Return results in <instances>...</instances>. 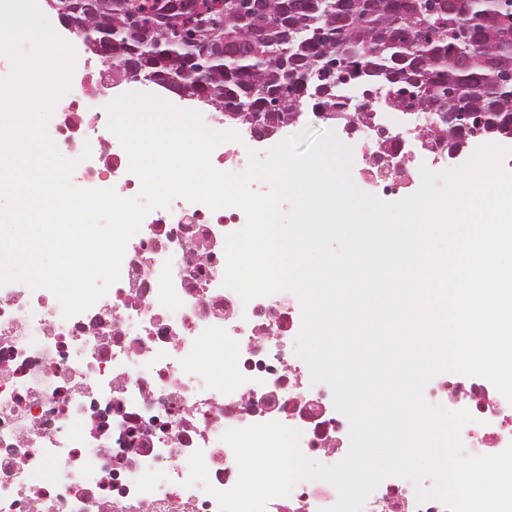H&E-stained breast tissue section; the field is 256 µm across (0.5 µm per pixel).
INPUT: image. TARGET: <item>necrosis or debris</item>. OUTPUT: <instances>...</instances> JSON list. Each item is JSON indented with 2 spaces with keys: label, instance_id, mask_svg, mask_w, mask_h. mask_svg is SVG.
<instances>
[{
  "label": "necrosis or debris",
  "instance_id": "necrosis-or-debris-1",
  "mask_svg": "<svg viewBox=\"0 0 512 512\" xmlns=\"http://www.w3.org/2000/svg\"><path fill=\"white\" fill-rule=\"evenodd\" d=\"M103 74L73 76L54 107V144L73 159L97 154L84 181L132 198L141 182L121 144L106 140L113 96ZM245 223L240 208L181 197L150 211L119 280L69 318L48 289L0 288V512H219L213 490L239 476L226 430L276 420L299 429L302 454L311 452L323 393L283 348L302 327L294 295L245 303L223 285L225 237ZM211 336L234 349L222 381L204 367ZM460 438L474 456L512 444L496 393ZM198 450L206 488L187 483ZM395 490L373 497L372 512H448L440 500L418 501L410 481ZM337 500L328 482L304 480L265 512H327Z\"/></svg>",
  "mask_w": 512,
  "mask_h": 512
}]
</instances>
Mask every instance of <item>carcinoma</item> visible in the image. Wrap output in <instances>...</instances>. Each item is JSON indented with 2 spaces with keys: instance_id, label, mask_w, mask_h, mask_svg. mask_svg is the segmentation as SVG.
Masks as SVG:
<instances>
[{
  "instance_id": "1",
  "label": "carcinoma",
  "mask_w": 512,
  "mask_h": 512,
  "mask_svg": "<svg viewBox=\"0 0 512 512\" xmlns=\"http://www.w3.org/2000/svg\"><path fill=\"white\" fill-rule=\"evenodd\" d=\"M112 0V14L75 16L112 43V77L136 61L208 96L224 120L250 113L272 124L302 111H336L343 73L361 77L395 109L428 111L429 142L466 151L482 136L512 133V0Z\"/></svg>"
}]
</instances>
